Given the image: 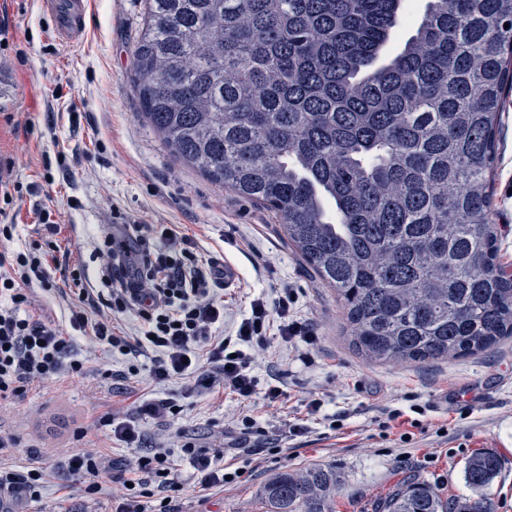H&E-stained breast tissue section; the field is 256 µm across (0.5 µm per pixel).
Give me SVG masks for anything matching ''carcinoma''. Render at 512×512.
<instances>
[{"mask_svg": "<svg viewBox=\"0 0 512 512\" xmlns=\"http://www.w3.org/2000/svg\"><path fill=\"white\" fill-rule=\"evenodd\" d=\"M402 0H146L142 114L180 161L274 211L343 301L368 361L471 356L512 337L492 172L512 87V0H427L381 58ZM500 462L465 464L453 506L428 484L386 512H491ZM336 470L280 471L268 512H329Z\"/></svg>", "mask_w": 512, "mask_h": 512, "instance_id": "carcinoma-1", "label": "carcinoma"}]
</instances>
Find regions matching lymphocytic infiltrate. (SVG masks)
<instances>
[{
    "mask_svg": "<svg viewBox=\"0 0 512 512\" xmlns=\"http://www.w3.org/2000/svg\"><path fill=\"white\" fill-rule=\"evenodd\" d=\"M36 222L49 232V240L34 241L25 253L0 252V405L22 396L33 382L64 372L80 374L83 364L71 356L76 331H91L112 353L153 351L150 374L156 383L179 378L208 388L218 385L243 402L255 395L258 385L248 350L266 343L269 328H276L292 347H312L318 341L311 325L296 318V293L289 287L281 289L274 303L253 299L235 339L215 335L216 325L224 321V305L214 298L224 284V271L214 263L201 270L195 240L172 224H116L105 234L96 255L106 262L103 278L111 318L89 320L81 265L70 272L79 302L70 309L68 328L37 318L31 312L37 290L54 286L46 252L56 247L52 236L57 223L46 209L37 210ZM131 311L143 325L134 338L120 326ZM128 470L139 474L138 486L115 512H144L143 498L153 496L158 499L153 512H174L172 502L184 482L172 470L166 451L138 457Z\"/></svg>",
    "mask_w": 512,
    "mask_h": 512,
    "instance_id": "lymphocytic-infiltrate-1",
    "label": "lymphocytic infiltrate"
}]
</instances>
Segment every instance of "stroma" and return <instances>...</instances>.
Listing matches in <instances>:
<instances>
[{"label":"stroma","instance_id":"35a3bbf8","mask_svg":"<svg viewBox=\"0 0 512 512\" xmlns=\"http://www.w3.org/2000/svg\"><path fill=\"white\" fill-rule=\"evenodd\" d=\"M144 12L145 0H91L83 37L65 47L39 0H0L7 38L0 47V156L12 160V179L24 189L11 209L16 229L7 250L28 249L36 209L50 206L60 222L59 266L52 274L62 284V266L88 261L113 212L138 224H174L195 239L203 259L230 260L241 272L216 294L224 303L225 336L235 335L253 298L272 297L287 284L297 290V317L313 325L319 342L306 362L275 335L253 348L259 384L280 381L286 399L270 403L258 395L245 407L218 388L191 392L181 379L155 383L151 353L115 357L90 335H77L82 374L33 385L0 413V424L20 438L19 465L35 457L45 470L37 497L9 494L11 506L16 512H111L113 498L123 493L113 473L157 447L168 450L187 482L177 512H266L261 490L273 474L318 465L335 467L342 480L333 512H382L384 501L411 482L432 484L452 502L469 495L464 466L480 452L501 461L486 496L495 512H512V339L471 357L405 367L358 355L341 301L289 246L274 212L176 159L142 116L133 55ZM504 101L492 203L500 263L512 274V91ZM75 296L63 284L38 292L33 313L67 324ZM131 363L139 365L138 376H128ZM163 398L182 405L175 421L137 418L139 402ZM314 398L324 403L316 415L307 410ZM414 406L421 409L420 426L410 442L376 422L382 410ZM112 413L136 419L139 447L98 429L99 419ZM247 415L270 431L300 419L309 433L299 448L247 456L240 436ZM330 415L337 418L333 430ZM186 436L223 449V466L239 470V477L221 488L195 486L181 451ZM87 449L106 464L98 477L102 490L91 498L86 479L60 470L65 453Z\"/></svg>","mask_w":512,"mask_h":512}]
</instances>
